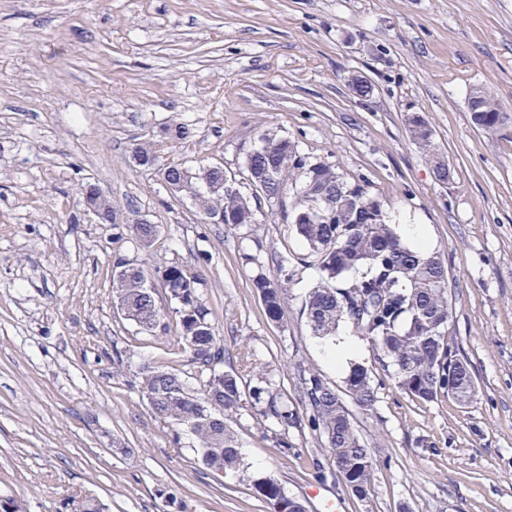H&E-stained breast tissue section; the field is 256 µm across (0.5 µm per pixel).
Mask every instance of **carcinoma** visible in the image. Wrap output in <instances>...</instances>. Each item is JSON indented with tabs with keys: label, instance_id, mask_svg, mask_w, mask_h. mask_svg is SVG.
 Segmentation results:
<instances>
[{
	"label": "carcinoma",
	"instance_id": "carcinoma-1",
	"mask_svg": "<svg viewBox=\"0 0 512 512\" xmlns=\"http://www.w3.org/2000/svg\"><path fill=\"white\" fill-rule=\"evenodd\" d=\"M469 117L479 130H494L512 119L502 111L491 92L476 87L469 92ZM413 140L428 154L435 176L450 177L448 164L432 146V133L425 120L410 129ZM251 181L270 198L293 192L288 220L295 226L307 252L281 257L278 277L259 273L252 279L264 313L272 323L284 316L287 284L293 276L291 266L314 258L320 273L318 285L308 293L303 306L311 333L318 338L336 335L346 323L354 332L382 351L394 368L399 387L409 396L432 402L453 396L468 403L475 395L470 365L448 343V260L437 251L413 250L401 241L388 223L379 199L369 195L366 184L350 182L335 165L318 161L298 150L286 138H261L260 144L245 159ZM224 175L217 165L210 172L198 171L194 184V204L209 219L211 212L224 211V227L236 230L258 223V210L239 190L222 195L209 191L206 182ZM336 213L335 223L308 216L310 209ZM132 240L146 250L157 235L156 224L128 225ZM170 287L179 320L181 342L196 380L203 382L201 396L190 389L180 373L162 366H147L142 371V389L156 415L190 429L201 448V460L215 473L234 471L254 494L273 512L288 501V512H306L297 499L286 498L280 483L270 475H257L245 463L240 444L227 418L246 406L272 421L280 431L300 424L299 416L288 409L282 394L264 376L257 384L243 389L239 372L224 371V343L207 320L208 310L201 301L197 277L188 273L177 258L162 271ZM148 271L123 258L116 260L112 276L114 304L121 305L124 317L146 334L167 329L166 315L148 293ZM303 400L310 411L309 425L324 438L330 454L331 474L345 481L356 498L368 495L374 459L360 439L351 414L337 391L316 371L300 370ZM347 390L362 409L376 401V387L369 370L361 364L350 366L345 378ZM70 512H104L97 500L85 496L69 502Z\"/></svg>",
	"mask_w": 512,
	"mask_h": 512
}]
</instances>
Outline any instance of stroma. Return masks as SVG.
<instances>
[{"label": "stroma", "instance_id": "obj_1", "mask_svg": "<svg viewBox=\"0 0 512 512\" xmlns=\"http://www.w3.org/2000/svg\"><path fill=\"white\" fill-rule=\"evenodd\" d=\"M365 80L368 96L351 89ZM512 114V0H0V501L66 512L74 495L106 512H270L234 473L214 478L187 429L157 417L144 366L193 374L176 331L149 335L112 301L116 259L159 279L180 259L203 279L202 302L244 382L280 385L300 419L279 431L253 410L229 424L251 471L324 512H512V122L485 132L469 120L472 88ZM423 117L451 178L436 180L413 141ZM192 134L173 140L168 125ZM363 179L393 226L418 224L448 260V341L468 358L469 404L401 390L367 340L340 326L310 332L302 314L318 274L296 266L280 323L252 287L305 247L282 214L252 228L200 221L158 170L220 163L242 180L262 136ZM98 185L125 225L96 223L81 189ZM157 224L149 251L128 225ZM352 344L346 362L327 358ZM366 366L377 387L358 407L344 378ZM337 390L376 460L359 501L320 478L329 454L312 431L298 370Z\"/></svg>", "mask_w": 512, "mask_h": 512}]
</instances>
